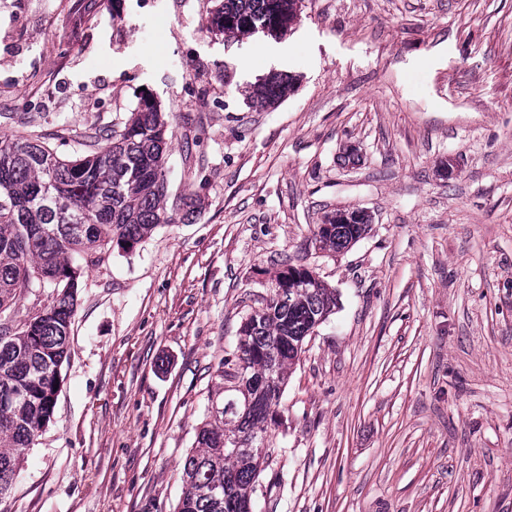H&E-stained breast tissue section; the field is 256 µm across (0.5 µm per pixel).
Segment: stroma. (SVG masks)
Segmentation results:
<instances>
[{
  "instance_id": "35a3bbf8",
  "label": "stroma",
  "mask_w": 512,
  "mask_h": 512,
  "mask_svg": "<svg viewBox=\"0 0 512 512\" xmlns=\"http://www.w3.org/2000/svg\"><path fill=\"white\" fill-rule=\"evenodd\" d=\"M211 6L0 0V136L85 155L151 95L173 216L84 269L54 417L0 512H176L289 265L338 306L267 430L255 512H512V0H301L247 39L209 31ZM275 71L294 92L252 107ZM353 209L363 236L318 249ZM368 222L369 219L362 212L355 214L349 224H336L335 214L327 216L324 222L326 224H319V227L321 225L322 229H327L332 226V230L321 232V234L316 232L315 241L318 242L321 250L333 253L340 252L355 243L365 233Z\"/></svg>"
}]
</instances>
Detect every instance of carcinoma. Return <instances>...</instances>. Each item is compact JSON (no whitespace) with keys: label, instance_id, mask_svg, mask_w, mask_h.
Segmentation results:
<instances>
[{"label":"carcinoma","instance_id":"1","mask_svg":"<svg viewBox=\"0 0 512 512\" xmlns=\"http://www.w3.org/2000/svg\"><path fill=\"white\" fill-rule=\"evenodd\" d=\"M299 0H215L207 28L249 37L270 33L298 17ZM294 92L293 79L273 74L254 87L252 103L272 107ZM97 149L66 160L33 133L0 137V495L9 490L26 448L53 417L60 368L70 357V333L84 268L114 241L132 246L166 224L167 122L160 105L142 97L120 132L88 136ZM325 222L315 234L319 248L339 252L366 231L357 213L349 224ZM37 282L56 289L52 303L25 320L18 305ZM336 293L300 267L274 279L272 294L240 330L235 395L212 402L209 420L196 430L195 447L183 467L178 512H233L234 500L252 497L261 463L246 449L264 445L276 407L258 403L248 380L273 369L282 396L315 323L336 309ZM239 446L224 443V426Z\"/></svg>","mask_w":512,"mask_h":512}]
</instances>
